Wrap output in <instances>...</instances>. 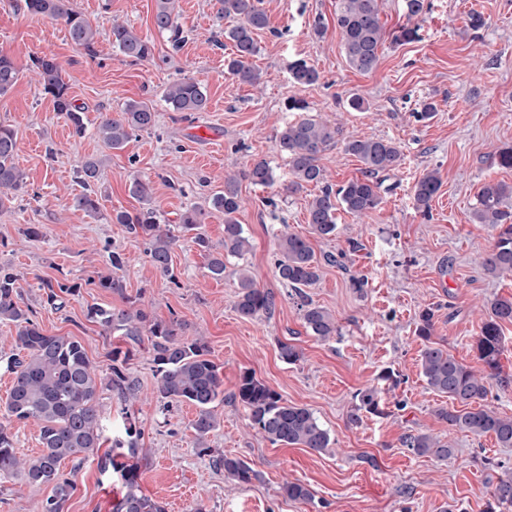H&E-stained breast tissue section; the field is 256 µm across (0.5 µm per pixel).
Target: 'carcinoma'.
<instances>
[{
  "label": "carcinoma",
  "instance_id": "cac0c4a2",
  "mask_svg": "<svg viewBox=\"0 0 512 512\" xmlns=\"http://www.w3.org/2000/svg\"><path fill=\"white\" fill-rule=\"evenodd\" d=\"M24 3L30 15L64 23L75 46L94 52L98 31L70 7V0H24ZM219 3L224 17L234 20V24L224 30V38L232 44V53L224 60L226 73L243 84L255 86L262 79V73L252 62L259 51L256 35L269 26L262 0H219ZM175 11V0H159L153 24L158 31L169 33L177 44L181 41V29ZM336 27L342 34L343 50L350 67L360 73L373 71L385 42L379 0H337ZM111 37L112 46L133 62L153 57L152 41L132 27L114 23ZM34 67L42 92L51 97L55 111L69 121L74 135H83L82 111L71 97L61 64L55 57L45 55L34 60ZM289 74L291 82L302 87L313 85L320 79L318 70L304 59L293 61L289 65ZM19 76L20 71L13 60L1 52L0 96L15 86ZM162 99L174 112H203L208 105L205 84L194 78L170 83L164 88ZM287 109L298 113V117L286 123L274 137L276 150L288 158L292 176L283 190L294 193L309 184L320 187L319 194L308 204V224L312 234L329 239L336 235L338 211L361 218L380 207L378 176L401 165L402 151L390 139L348 137L345 150L362 162L363 177L333 186L326 182L320 160L324 152L336 144L340 127L312 112L301 98L289 97ZM154 121L152 103L131 100L117 115L103 117L97 132L107 148L118 150L125 147L135 132L151 128ZM16 151L14 130L0 124V208L23 188L22 173L14 162ZM101 166L102 160L94 157L81 162L79 174L83 187H89L97 180ZM243 178L261 187L275 183L274 171L264 159L253 162L243 172ZM441 187L437 171L423 173L413 186L415 209L428 212ZM128 191L142 203V207L132 213L119 212L114 220L125 225L129 233L142 238L153 267L161 275L174 279L171 250L176 236L171 225L161 224L157 211L150 206L152 182L134 176L129 181ZM241 207L238 179L229 176L224 179V189L207 199V206H192L179 215L180 231L193 233L192 242L203 252L210 249L208 238L202 232L205 220L214 211L224 215V253L208 261V271L215 279L224 278V256H241L250 248L244 226L237 219ZM472 219L496 232L494 243L481 259L486 275L493 278L511 276L512 184L496 180L484 182L475 197ZM109 261L112 274L100 276L90 284L122 295L125 284L118 272L126 266V257L114 249L110 251ZM275 265L283 284L292 288L301 299V318L306 331L320 340L337 335L333 314L312 304L303 293V289L313 286L320 278L321 260L309 240L281 231ZM40 287L44 289L47 303L61 306L68 297L79 294L83 284L44 279ZM235 309L247 319L269 316L275 309L274 297L258 288L252 275L244 270L238 276ZM87 315L105 334L120 331L137 345L141 344L142 336L148 337L158 400L167 406L187 403L195 407L197 415L191 428L199 452H212L206 447V439L220 424L215 408L224 403V377L221 366L210 358L207 341L201 336L184 338L178 333L180 322L177 318L151 319L140 308L114 310L93 305L88 308ZM32 316L33 311L23 306L19 275L0 268V322L14 325L17 349L8 362L13 380L4 409L0 411V483L21 479L32 485H48L51 494L40 503L39 512H65L76 486L73 479L61 473V464L67 459L91 460L97 462L100 471L112 472L122 481L124 493L115 503L113 512H166L162 502L140 490L137 459L141 430L129 407H124V436L112 441L114 452L99 454L105 432L98 407L99 392L103 387H109L126 403L137 396L138 387L123 368L124 359L129 357L131 350H112L109 375L103 377L80 340L74 336L47 334ZM508 322L512 323V297H497L487 305L476 340L477 358L483 366L480 371L458 361L433 340L432 309L419 312L415 329L416 336L423 342L420 373L427 388L459 405L452 410L438 409L437 417L449 427L475 437L492 434L502 448L512 447V416H502L490 410L484 401L493 386L502 389L512 386V375L503 374L500 362L504 349L502 326ZM233 398L243 406L258 433L272 444L299 446L318 452L332 445L329 431L311 409L284 400L251 372L243 373ZM366 414H383L380 391L375 386L361 389L355 395L349 422L357 425ZM30 420L39 425L41 448L32 456L22 457L15 450L10 426L15 421ZM405 443L417 455L432 456L440 461L454 456V449L448 443L428 433L411 434ZM216 465L224 468V477L238 483L247 482L254 475L253 469L238 458L221 456ZM282 492L293 501L312 498L308 486L301 482L285 483ZM508 506H512V475L506 473L499 477L492 491L487 512H497Z\"/></svg>",
  "mask_w": 512,
  "mask_h": 512
}]
</instances>
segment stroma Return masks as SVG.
Listing matches in <instances>:
<instances>
[{"instance_id":"35a3bbf8","label":"stroma","mask_w":512,"mask_h":512,"mask_svg":"<svg viewBox=\"0 0 512 512\" xmlns=\"http://www.w3.org/2000/svg\"><path fill=\"white\" fill-rule=\"evenodd\" d=\"M418 18L420 38L406 44L384 43L380 61L362 74L345 60L336 27V0H264L268 29L258 38L253 63L262 83L252 87L224 72L232 46L224 38L226 22L217 0H177L184 32L180 48L153 25L158 0H70L98 32L94 52L74 46L63 23L29 16L23 0H0V52L20 71L17 84L0 96V123L15 130V163L24 189L0 209V268L20 277L25 303L49 334L79 339L100 370L111 364L112 349L130 350L125 372L139 384L131 409L141 430L139 484L162 501L167 512H486L492 489L503 472H512V448L495 438L457 432L436 416L447 398L429 390L420 375L421 340L415 334L418 312L432 308L435 339L464 364L481 369L475 340L491 300L512 295V277H487L480 265L493 244V231L473 223L472 208L482 183H512V169L493 161L495 152L512 145V0H430ZM479 12L483 27L470 25ZM325 31L316 34L315 19ZM148 36L154 55L144 62L124 58L109 39L113 22ZM51 55L63 67L70 93L84 110L83 137L55 112L33 71L36 57ZM303 58L320 73L318 83L292 85L288 65ZM193 77L208 91L206 111H170L161 98L172 81ZM363 96L366 111L347 106ZM292 95L340 123L344 135L395 141L401 165L381 175L383 203L368 216L338 215V232L324 240L311 234L309 201L319 192L309 185L284 193L288 161L274 147L273 134L291 120L284 102ZM152 102L156 121L138 132L120 151L106 150L97 136L102 116L116 115L126 101ZM436 105L425 121L414 114L422 102ZM105 156L93 188L98 214L74 207L83 191L77 169L85 158ZM266 159L276 183L253 186L241 173L254 160ZM438 170L443 182L430 216L413 206L412 187L425 171ZM240 177L243 206L237 218L251 248L243 258L225 257L223 279L207 269L208 254H223L224 217L209 216L203 231L210 253L200 252L190 237L177 236L171 253L173 278L157 273L141 238L115 223L120 211L140 203L127 189L130 176L149 178L151 204L168 220L224 186V177ZM38 225L41 233L25 236ZM309 238L316 255L332 254L319 282L306 290L308 300L336 318L337 336L321 341L302 323L300 300L275 270L280 227ZM125 254L124 294L88 285V278L108 275L109 249ZM248 269L257 286L275 299L271 316L244 319L235 310L237 272ZM366 278L363 289L353 279ZM80 282L78 296L54 309L43 299L44 279ZM117 309L136 304L150 317L177 316L183 336L205 337L210 357L224 375L219 426L207 437L209 454H199L190 423L194 407L162 408L154 396L152 354L147 345L132 346L122 336H106L87 316L92 304ZM302 352L294 365L279 356L280 343ZM397 382H378L382 369ZM250 371L288 402L312 409L334 441L332 448L271 444L252 427L232 394L239 377ZM378 386L384 416H364L353 425L348 415L355 394ZM417 432L438 435L455 450L440 461L413 453L405 437ZM241 458L256 471L247 484L225 479L214 455ZM76 490L69 512H112L124 492L118 477L99 472L95 463L65 461ZM310 488L309 502L284 497V482ZM50 486L14 480L0 484V512H38Z\"/></svg>"}]
</instances>
